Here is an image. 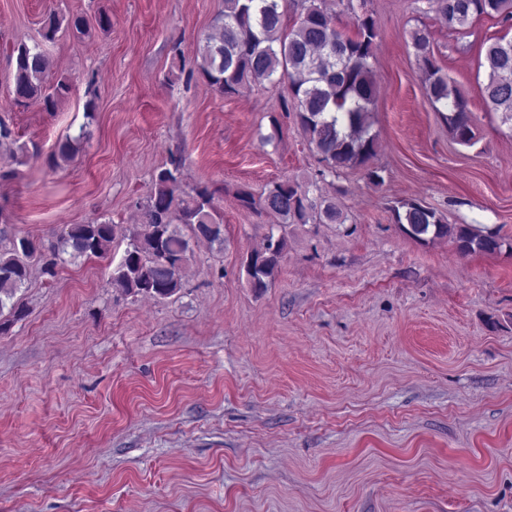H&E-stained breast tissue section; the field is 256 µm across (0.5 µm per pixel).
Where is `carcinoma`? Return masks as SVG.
<instances>
[{"instance_id":"obj_1","label":"carcinoma","mask_w":512,"mask_h":512,"mask_svg":"<svg viewBox=\"0 0 512 512\" xmlns=\"http://www.w3.org/2000/svg\"><path fill=\"white\" fill-rule=\"evenodd\" d=\"M437 20L448 31L464 35L481 18L512 21V0H431ZM299 16L288 25L284 0H224V11L213 21L214 33L198 49L197 72L216 92L232 97L256 82H288L296 123L319 156L325 173L366 167L376 154L375 136L369 133L367 114L377 95L370 59L380 32L372 15L356 13L354 0L345 8L356 14L353 31L341 27L337 14L324 0H299ZM102 30L112 18L102 10L89 22L68 19L54 10L43 19L44 36L62 31H84L90 25ZM409 37L425 79L427 97L443 113L448 132L461 145L474 144L475 132L468 101L437 65L431 49V31L415 27ZM10 92L18 103L36 101L45 112H56L70 87L63 78L49 82L52 63L38 46L13 50ZM487 72L483 98L492 112L512 115V38L502 36L485 46ZM318 180L285 179L274 183L260 197L242 188L240 205L280 220L269 225L264 248L246 261L251 287L266 288L275 279L288 248L292 224H343L346 216L336 200L322 194ZM395 222L416 239H446L458 253L470 255L501 249L505 240L470 224H450L437 210L417 201L393 208ZM115 240L109 221L72 224L47 247L29 238L0 250V313L10 308L14 319L22 310L11 304L29 283L33 263L53 277L57 267L108 251ZM205 241L210 248H224V224L215 203V191L198 185L182 188V164L171 160L153 178V190L143 212L142 224L128 235L121 262L112 271V286L133 297L164 299L183 287L193 245Z\"/></svg>"}]
</instances>
